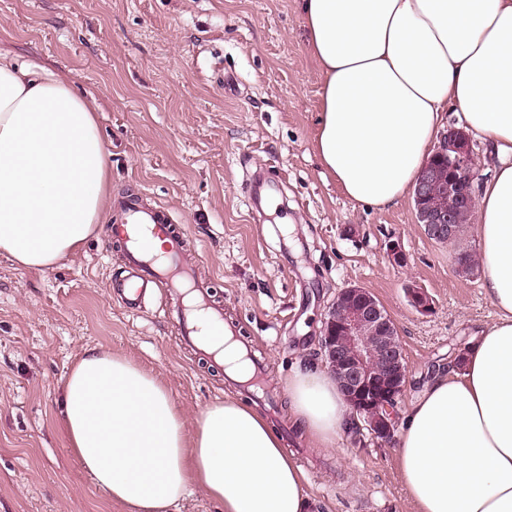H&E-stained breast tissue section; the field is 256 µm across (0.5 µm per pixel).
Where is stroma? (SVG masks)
<instances>
[{
    "label": "stroma",
    "mask_w": 512,
    "mask_h": 512,
    "mask_svg": "<svg viewBox=\"0 0 512 512\" xmlns=\"http://www.w3.org/2000/svg\"><path fill=\"white\" fill-rule=\"evenodd\" d=\"M0 54L96 98L110 220L138 193L185 225L198 278L266 362L274 425L321 512H414L396 441L344 434L335 449L311 447L289 418L288 375L324 361V322L341 290L360 286L397 326L402 413L496 310L479 275L458 273L459 247L427 236L412 196L379 211L324 175L313 148L322 77L297 0H0ZM257 175L283 190L259 214L248 199ZM104 239L43 271L0 256V512H124L62 431V381L86 350L138 362L190 421L230 388L181 344L162 299L140 313L120 305L112 286L122 269ZM394 241L404 265L388 255ZM410 285L427 291L431 313L409 306Z\"/></svg>",
    "instance_id": "1"
}]
</instances>
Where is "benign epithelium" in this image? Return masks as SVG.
<instances>
[{
  "instance_id": "obj_1",
  "label": "benign epithelium",
  "mask_w": 512,
  "mask_h": 512,
  "mask_svg": "<svg viewBox=\"0 0 512 512\" xmlns=\"http://www.w3.org/2000/svg\"><path fill=\"white\" fill-rule=\"evenodd\" d=\"M433 155L448 161V182L443 186L448 205L429 203L435 195V182L433 173L427 170L414 188V200L425 233L434 240L446 241L455 234L453 207L475 204L476 155L469 135L455 126L448 127ZM347 295L356 298V303L340 319L330 315L324 324L328 367L350 410L364 414L369 427L389 439L396 428L391 403L402 393L407 379L397 329L371 291L353 286L339 293L341 297ZM406 296L417 312L432 311L433 302L425 290L409 287Z\"/></svg>"
}]
</instances>
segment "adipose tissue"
I'll list each match as a JSON object with an SVG mask.
<instances>
[{"label": "adipose tissue", "instance_id": "obj_1", "mask_svg": "<svg viewBox=\"0 0 512 512\" xmlns=\"http://www.w3.org/2000/svg\"><path fill=\"white\" fill-rule=\"evenodd\" d=\"M322 78L314 147L351 200L376 209L414 187L448 111L497 163L476 200L481 287L496 309L400 419L398 469L416 512H512V0H299ZM99 105L65 77L0 58V255L47 269L106 220L110 154ZM62 429L83 469L127 512H168L197 484L224 512H311L305 475L237 397L186 429L170 390L94 349L62 383ZM298 431L349 432L327 368L288 378Z\"/></svg>", "mask_w": 512, "mask_h": 512}]
</instances>
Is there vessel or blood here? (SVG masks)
Here are the masks:
<instances>
[{
  "label": "vessel or blood",
  "instance_id": "obj_1",
  "mask_svg": "<svg viewBox=\"0 0 512 512\" xmlns=\"http://www.w3.org/2000/svg\"><path fill=\"white\" fill-rule=\"evenodd\" d=\"M162 241V254L152 250L153 241ZM187 235L173 214L164 207L129 199L119 223L110 225L106 248L117 251V258L128 275L114 287L122 305L140 310L153 300L155 291L178 298L172 313L185 346L199 349L200 322H208L216 332L224 330V308L216 303L210 286L197 279L193 266L182 260Z\"/></svg>",
  "mask_w": 512,
  "mask_h": 512
}]
</instances>
